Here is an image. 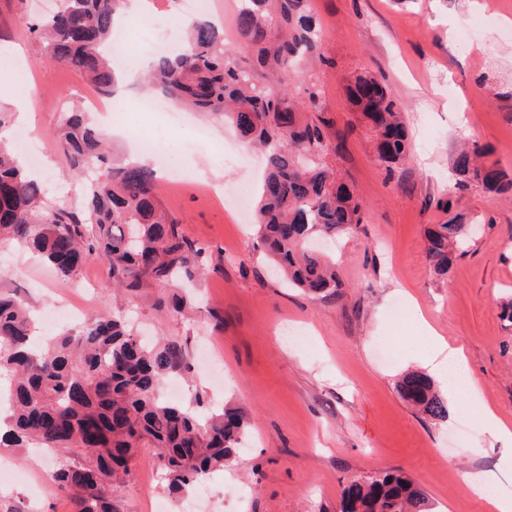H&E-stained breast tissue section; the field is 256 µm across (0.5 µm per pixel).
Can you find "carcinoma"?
<instances>
[{
	"instance_id": "obj_1",
	"label": "carcinoma",
	"mask_w": 512,
	"mask_h": 512,
	"mask_svg": "<svg viewBox=\"0 0 512 512\" xmlns=\"http://www.w3.org/2000/svg\"><path fill=\"white\" fill-rule=\"evenodd\" d=\"M125 0H63L62 8L32 25L41 57L82 71L103 94L116 91L106 51ZM238 46L224 44V28L207 18L186 23L182 52L159 55L150 85L196 112L222 115L246 142L266 156L256 225L262 249L287 283L311 294L334 296L343 284L335 266L307 248L308 240L349 233L365 217L360 196L338 182L332 165L336 132L325 116L316 84L296 99L288 81L305 64L323 63L310 0H241ZM349 96L371 124L376 160L388 179L407 153L403 106L374 78H360ZM104 134L85 112L71 110L59 147L79 173L97 171L85 210L48 200L14 157L0 151V239L38 253L69 281L92 258L112 269V288L141 295L159 289L160 311H185L186 298L166 289L193 278L207 248L168 214L157 193L156 171L121 164L104 153ZM486 151L462 147L456 169L463 182L490 192H512V179L487 165ZM469 239L463 224L436 225L427 252L434 271L446 274ZM34 321L21 299L0 295V378L10 380L0 447L64 449L72 459L54 481L71 512H117L115 500L137 449L156 450L170 493L208 479L235 460L250 427L239 407L203 413L198 404H174L160 384L189 370L174 339L142 343L127 324L99 316L35 345ZM403 399L434 419L448 405L434 380L408 372L396 384ZM340 512H431L425 493L395 470L345 488Z\"/></svg>"
}]
</instances>
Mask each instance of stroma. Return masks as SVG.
Returning <instances> with one entry per match:
<instances>
[{"instance_id":"35a3bbf8","label":"stroma","mask_w":512,"mask_h":512,"mask_svg":"<svg viewBox=\"0 0 512 512\" xmlns=\"http://www.w3.org/2000/svg\"><path fill=\"white\" fill-rule=\"evenodd\" d=\"M59 4L0 0V47L32 58L34 71L27 114L0 101V137L35 129L46 149L37 173L47 199L79 210L86 182L58 149L56 133L87 81L75 68L35 57L28 31ZM311 8L329 64L310 78H293L289 88L299 97L307 80L317 81L340 135L337 174L366 204L355 231L320 245L336 264L342 296L313 299L282 285L255 226L238 223L223 202L195 187L203 178L256 197L265 161L256 154L238 167L217 162V153L244 143L223 120L193 112L175 113L168 139L187 182L158 186L157 193L188 236L209 249L204 275L189 290L198 305L194 318L155 311L148 293L113 295L103 260L62 281L16 243H0V293L38 312L70 305L125 318L138 335L180 340L192 360L199 348L209 350L224 386L194 367L185 400L202 397L212 410L242 407L251 430L241 463L208 479L207 512H340L347 486L385 469L412 477L434 512H491L476 493L488 480L500 479L512 498V468L499 463L502 442L452 389L442 391L448 417L437 421L406 403L395 383L404 371L423 369L436 338H444L462 348L485 401L512 426V323L501 315L512 298V202L458 184L454 172L458 146L475 142L487 149L489 163L512 175V0H311ZM465 20L479 32L472 49L452 38ZM124 51L131 58L118 90L125 111L116 119L91 115L118 159L133 149L118 130L144 132L160 121L140 103L148 41L131 33ZM365 76L384 80L405 106L409 147L393 181L374 158L368 122L347 96ZM199 125L209 128V142L194 141ZM450 196L453 208H442ZM445 222L480 231L439 276L426 235ZM64 458L0 447V459L21 473L18 482L0 485V512H69L52 479ZM182 504L169 494L154 450L138 449L117 494L118 512H156L161 505L181 512Z\"/></svg>"}]
</instances>
